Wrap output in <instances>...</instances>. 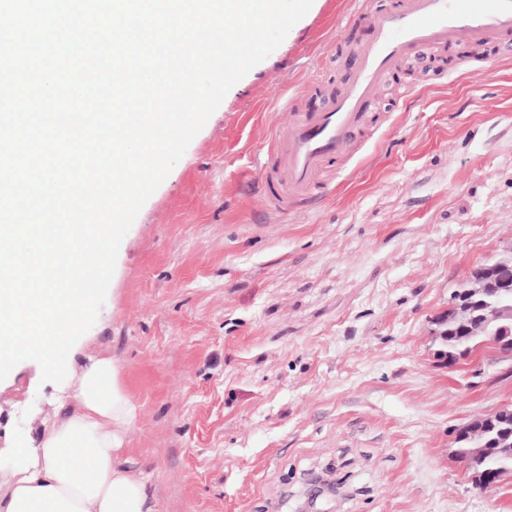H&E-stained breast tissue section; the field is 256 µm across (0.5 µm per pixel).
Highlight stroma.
<instances>
[{"label": "stroma", "mask_w": 512, "mask_h": 512, "mask_svg": "<svg viewBox=\"0 0 512 512\" xmlns=\"http://www.w3.org/2000/svg\"><path fill=\"white\" fill-rule=\"evenodd\" d=\"M350 0H313L228 92L123 238L89 334L138 407L127 436L159 512H512L474 488L458 427L512 408V358L439 357L437 318L512 252V59H432L385 84L320 206L256 185L290 86L336 54ZM60 386L0 381V466Z\"/></svg>", "instance_id": "stroma-1"}]
</instances>
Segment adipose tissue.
I'll return each mask as SVG.
<instances>
[{
    "mask_svg": "<svg viewBox=\"0 0 512 512\" xmlns=\"http://www.w3.org/2000/svg\"><path fill=\"white\" fill-rule=\"evenodd\" d=\"M68 404L54 408L37 447L18 443L0 468V512H157L126 434L136 408L122 368L85 339Z\"/></svg>",
    "mask_w": 512,
    "mask_h": 512,
    "instance_id": "adipose-tissue-1",
    "label": "adipose tissue"
}]
</instances>
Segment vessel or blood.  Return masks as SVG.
Wrapping results in <instances>:
<instances>
[{"mask_svg":"<svg viewBox=\"0 0 512 512\" xmlns=\"http://www.w3.org/2000/svg\"><path fill=\"white\" fill-rule=\"evenodd\" d=\"M353 6L369 34L337 45L350 61L346 80L332 93L327 79L307 80L302 94L316 100V108L293 112L269 148L271 161L259 166L260 189L279 213L327 194V174L341 166L364 129L379 122L371 110L374 95L402 62L464 43L512 56V0H390L384 10L354 0Z\"/></svg>","mask_w":512,"mask_h":512,"instance_id":"b4317fda","label":"vessel or blood"}]
</instances>
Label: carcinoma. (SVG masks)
Here are the masks:
<instances>
[{
  "label": "carcinoma",
  "mask_w": 512,
  "mask_h": 512,
  "mask_svg": "<svg viewBox=\"0 0 512 512\" xmlns=\"http://www.w3.org/2000/svg\"><path fill=\"white\" fill-rule=\"evenodd\" d=\"M464 290V304L443 323L442 346L455 354L479 341L490 327L512 326V293L487 306L482 282L473 278L466 282ZM506 421L509 431L501 437L502 450L495 451L490 446V439L495 437V433L491 432L490 422L482 418L474 421L472 434L457 444L461 455L489 469L512 468V416Z\"/></svg>",
  "instance_id": "carcinoma-1"
}]
</instances>
